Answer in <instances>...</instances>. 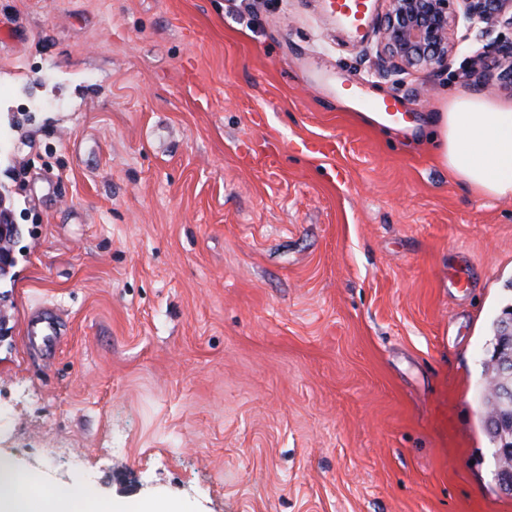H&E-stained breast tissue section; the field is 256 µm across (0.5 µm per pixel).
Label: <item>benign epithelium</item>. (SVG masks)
<instances>
[{
    "instance_id": "obj_1",
    "label": "benign epithelium",
    "mask_w": 512,
    "mask_h": 512,
    "mask_svg": "<svg viewBox=\"0 0 512 512\" xmlns=\"http://www.w3.org/2000/svg\"><path fill=\"white\" fill-rule=\"evenodd\" d=\"M388 9L377 29L383 73L410 69L442 70L455 50L452 39L459 18L478 28L482 56L497 59V81L512 90V40L494 36L499 27L512 29V0H386ZM7 190L0 189V266L9 269V249L21 234Z\"/></svg>"
}]
</instances>
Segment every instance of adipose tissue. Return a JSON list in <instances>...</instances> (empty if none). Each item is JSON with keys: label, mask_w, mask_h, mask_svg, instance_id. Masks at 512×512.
I'll return each instance as SVG.
<instances>
[{"label": "adipose tissue", "mask_w": 512, "mask_h": 512, "mask_svg": "<svg viewBox=\"0 0 512 512\" xmlns=\"http://www.w3.org/2000/svg\"><path fill=\"white\" fill-rule=\"evenodd\" d=\"M430 124L441 163L458 180L491 198L512 195V103L459 94L433 113ZM32 475L0 480V512H113L90 494L38 493Z\"/></svg>", "instance_id": "obj_1"}]
</instances>
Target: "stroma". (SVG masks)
Listing matches in <instances>:
<instances>
[{
  "instance_id": "1",
  "label": "stroma",
  "mask_w": 512,
  "mask_h": 512,
  "mask_svg": "<svg viewBox=\"0 0 512 512\" xmlns=\"http://www.w3.org/2000/svg\"><path fill=\"white\" fill-rule=\"evenodd\" d=\"M453 38L383 78L329 0H0V459L178 512H512L480 394L512 197L426 126L512 92ZM389 96L407 125L357 110ZM8 190L0 189V266L6 271L11 267L13 252L7 246L11 245L21 234V229L15 221L11 209L5 207ZM58 329L52 315L48 313H38L35 315L32 324L27 330L31 342L40 341L41 346L50 351L58 343Z\"/></svg>"
}]
</instances>
